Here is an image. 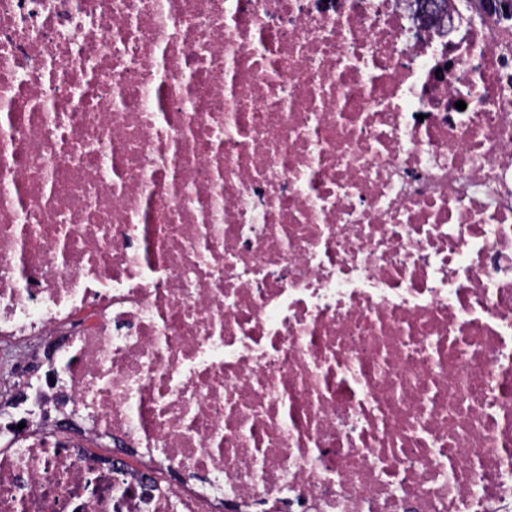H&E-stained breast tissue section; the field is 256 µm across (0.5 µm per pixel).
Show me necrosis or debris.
Returning <instances> with one entry per match:
<instances>
[{
  "label": "necrosis or debris",
  "instance_id": "1",
  "mask_svg": "<svg viewBox=\"0 0 512 512\" xmlns=\"http://www.w3.org/2000/svg\"><path fill=\"white\" fill-rule=\"evenodd\" d=\"M34 337L71 425L0 448V512H512V22L0 0V342Z\"/></svg>",
  "mask_w": 512,
  "mask_h": 512
}]
</instances>
